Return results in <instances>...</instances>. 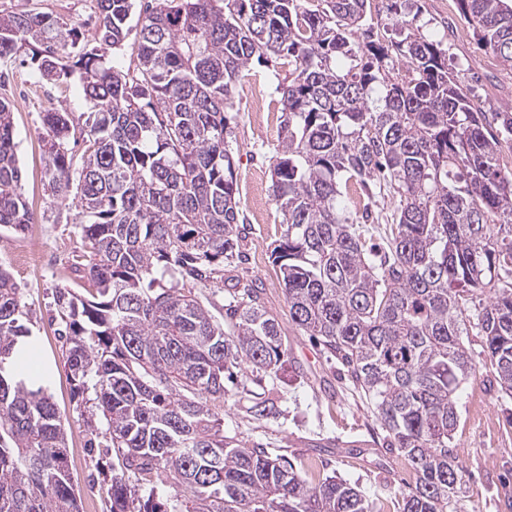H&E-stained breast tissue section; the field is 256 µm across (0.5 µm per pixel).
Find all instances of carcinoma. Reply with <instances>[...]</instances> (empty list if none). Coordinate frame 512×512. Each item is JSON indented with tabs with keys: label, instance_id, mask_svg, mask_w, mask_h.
Listing matches in <instances>:
<instances>
[{
	"label": "carcinoma",
	"instance_id": "1",
	"mask_svg": "<svg viewBox=\"0 0 512 512\" xmlns=\"http://www.w3.org/2000/svg\"><path fill=\"white\" fill-rule=\"evenodd\" d=\"M90 38L46 13L0 14V64L26 48L40 82L78 75L84 121L41 113L45 178L74 206L80 294H53L58 335L85 425L106 426L125 473L110 512H380L358 488L224 435L210 402L278 377L288 358L278 322L247 282L219 316L197 285L244 262L226 112L252 59L285 60L282 140L271 171L284 230L271 250L290 320L372 400L415 471L397 512H448L464 473L453 433L457 390L471 375L465 337L477 330L502 393L512 396V171L494 132L512 108L485 112L448 69V47L403 9L398 37L368 38L370 0H143L137 64L109 54L128 35L132 0H97ZM485 51L512 70V4L456 0ZM14 105L0 98V228L30 213L14 140ZM358 190L362 220L342 202ZM398 200L383 247L365 230L379 200ZM0 264V512H80L66 429L32 370L37 337ZM244 413L275 421L273 390ZM160 472L180 509L125 474Z\"/></svg>",
	"mask_w": 512,
	"mask_h": 512
}]
</instances>
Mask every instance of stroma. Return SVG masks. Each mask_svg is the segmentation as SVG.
Segmentation results:
<instances>
[{
	"label": "stroma",
	"mask_w": 512,
	"mask_h": 512,
	"mask_svg": "<svg viewBox=\"0 0 512 512\" xmlns=\"http://www.w3.org/2000/svg\"><path fill=\"white\" fill-rule=\"evenodd\" d=\"M411 3L418 12L420 33L447 43L450 69L468 86L474 102L492 110L512 106V71L485 52L472 26L460 19L454 0ZM95 6V0H0L1 13L45 12L86 34L97 25ZM27 75L22 67L1 70L5 87L0 95L13 101L27 99L25 108L15 110L14 125L23 192L30 221L39 225L40 235L1 231L0 262L21 288L27 325L39 338L33 360L40 366L50 365L53 371L50 392L66 426L81 512H110L111 477L122 464L105 449L89 445L90 435L65 368L53 307L55 289L75 284L70 256L81 246L74 231L76 210L52 203L44 189L41 114L60 106L78 114L86 105L78 77L30 90L24 84ZM287 80L288 68L280 62H251L242 86L234 90L229 111L240 213L251 226L244 242L248 261L239 276L259 285L264 307L278 321L290 351L289 363L274 382L281 415L274 422L254 421L245 416L240 403L231 400L217 403L216 409L224 420L225 435L246 444H263L293 460H314L320 475L336 474L381 505L383 512H396L402 490L414 480L413 472L397 449L386 447L369 398L321 345L291 322L279 271L270 259L273 243L283 231L271 197V169L281 126L256 129L243 89H262L277 113L281 104L276 87ZM34 248L49 253L48 264L39 270L21 262L22 255ZM467 347L474 372L457 392L459 423L454 434L465 483L448 512H512V397L499 391L480 337L470 336Z\"/></svg>",
	"instance_id": "1"
}]
</instances>
